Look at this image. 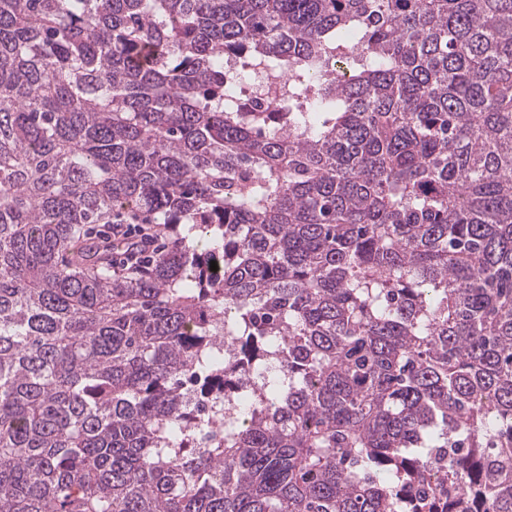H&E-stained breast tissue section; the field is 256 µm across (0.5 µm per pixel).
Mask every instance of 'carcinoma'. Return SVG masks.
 <instances>
[{
    "instance_id": "obj_1",
    "label": "carcinoma",
    "mask_w": 512,
    "mask_h": 512,
    "mask_svg": "<svg viewBox=\"0 0 512 512\" xmlns=\"http://www.w3.org/2000/svg\"><path fill=\"white\" fill-rule=\"evenodd\" d=\"M0 512H512V0H0ZM161 238L167 246L169 241L161 236L156 224H112V242H120L123 247L117 249L119 253L114 259L112 252L108 255L112 272L120 274L149 266L162 250L157 245ZM207 373L195 372L188 377L183 385V399L194 416V425L205 427V432H218L221 424L213 415L214 394L206 387L209 381Z\"/></svg>"
}]
</instances>
